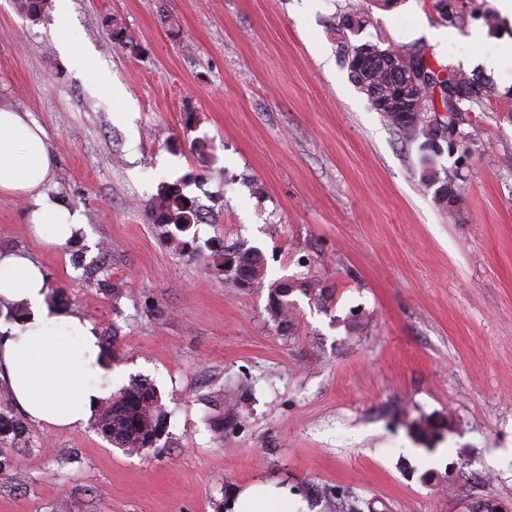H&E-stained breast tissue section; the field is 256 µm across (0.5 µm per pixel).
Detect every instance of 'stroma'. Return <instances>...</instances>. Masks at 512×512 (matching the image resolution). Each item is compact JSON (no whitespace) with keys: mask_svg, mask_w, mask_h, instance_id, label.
<instances>
[{"mask_svg":"<svg viewBox=\"0 0 512 512\" xmlns=\"http://www.w3.org/2000/svg\"><path fill=\"white\" fill-rule=\"evenodd\" d=\"M451 2L450 23L439 0H51L86 48L69 55L50 22L0 0V103L46 130L48 192L86 224L45 246L25 201L1 195L0 249L40 261L50 304L95 325L122 384L155 385L166 421L130 455L89 424L25 420L0 440L19 472L0 475V512H218L255 482L308 512L348 495L360 512L512 505V66L491 63L512 20L491 30L493 0ZM353 12L366 27L342 35ZM366 41L495 83L438 159L467 187L461 216L422 186L418 142L351 82L341 45ZM193 170L204 218L163 242L148 207ZM223 246L259 249L265 277L237 287ZM297 277L329 293L298 296L286 334L269 289ZM427 420L441 438H422Z\"/></svg>","mask_w":512,"mask_h":512,"instance_id":"35a3bbf8","label":"stroma"}]
</instances>
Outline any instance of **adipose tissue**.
<instances>
[{
  "label": "adipose tissue",
  "mask_w": 512,
  "mask_h": 512,
  "mask_svg": "<svg viewBox=\"0 0 512 512\" xmlns=\"http://www.w3.org/2000/svg\"><path fill=\"white\" fill-rule=\"evenodd\" d=\"M54 152L30 113L0 104V195L28 199L25 221L44 245L60 247L84 229V217L47 191ZM49 282L41 263L0 250V299L25 306L27 315L0 325V383L34 421L59 429L86 424L113 392L91 321L47 301ZM299 512V495L271 484L239 490L229 512Z\"/></svg>",
  "instance_id": "1"
}]
</instances>
